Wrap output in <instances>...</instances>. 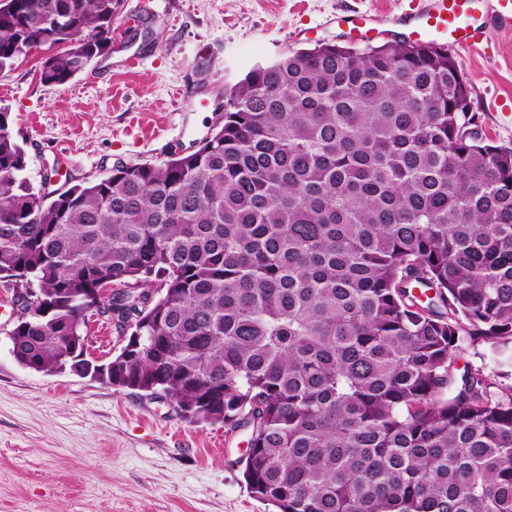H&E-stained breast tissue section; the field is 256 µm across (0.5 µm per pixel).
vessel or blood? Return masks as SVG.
I'll return each instance as SVG.
<instances>
[{
    "label": "vessel or blood",
    "mask_w": 512,
    "mask_h": 512,
    "mask_svg": "<svg viewBox=\"0 0 512 512\" xmlns=\"http://www.w3.org/2000/svg\"><path fill=\"white\" fill-rule=\"evenodd\" d=\"M348 35L368 40L378 19L369 13L344 16ZM402 36L454 51H475L492 35L512 34V0H416L413 12L395 21Z\"/></svg>",
    "instance_id": "obj_1"
}]
</instances>
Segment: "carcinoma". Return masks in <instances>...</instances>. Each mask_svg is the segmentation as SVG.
I'll return each mask as SVG.
<instances>
[{
    "label": "carcinoma",
    "mask_w": 512,
    "mask_h": 512,
    "mask_svg": "<svg viewBox=\"0 0 512 512\" xmlns=\"http://www.w3.org/2000/svg\"><path fill=\"white\" fill-rule=\"evenodd\" d=\"M120 0H10L0 72L46 40L63 84L106 55ZM0 106V274L41 302L17 362L162 397L249 432L276 512H512V393L466 344L512 356V150L475 130L448 50L324 42L224 90L189 154L35 188ZM97 314L134 336L84 357Z\"/></svg>",
    "instance_id": "cac0c4a2"
}]
</instances>
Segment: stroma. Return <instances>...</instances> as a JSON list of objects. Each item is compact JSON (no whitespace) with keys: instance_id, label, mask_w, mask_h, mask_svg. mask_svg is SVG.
Listing matches in <instances>:
<instances>
[{"instance_id":"1","label":"stroma","mask_w":512,"mask_h":512,"mask_svg":"<svg viewBox=\"0 0 512 512\" xmlns=\"http://www.w3.org/2000/svg\"><path fill=\"white\" fill-rule=\"evenodd\" d=\"M413 0H121L112 49L67 83L43 84L42 52L0 73V105L27 153L26 176L52 188L104 176L118 162L160 163L197 149L224 90L254 66L319 42H343L351 12L396 18ZM478 129L512 149V36L463 55ZM200 93L178 99L176 89ZM181 133L177 146L159 127ZM12 292L0 284V512H272L243 477L248 435L192 425L165 400L71 374L22 367L11 352ZM88 359L108 363L124 344L104 317L83 329ZM512 390V360L464 348Z\"/></svg>"}]
</instances>
